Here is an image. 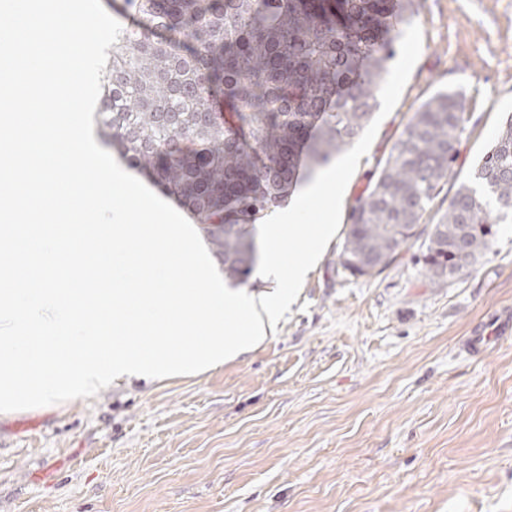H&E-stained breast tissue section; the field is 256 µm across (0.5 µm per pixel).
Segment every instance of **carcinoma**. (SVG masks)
<instances>
[{"mask_svg":"<svg viewBox=\"0 0 512 512\" xmlns=\"http://www.w3.org/2000/svg\"><path fill=\"white\" fill-rule=\"evenodd\" d=\"M418 0H121L103 75L101 130L130 168L173 196L204 231L224 277L249 282L255 226L373 120L399 25ZM467 122L441 90L410 118L349 214L337 265L389 267L448 182ZM512 223V115L430 225L426 276L475 266L492 225ZM237 224L233 235L224 225Z\"/></svg>","mask_w":512,"mask_h":512,"instance_id":"carcinoma-1","label":"carcinoma"}]
</instances>
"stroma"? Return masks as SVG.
<instances>
[{
  "label": "stroma",
  "instance_id": "stroma-1",
  "mask_svg": "<svg viewBox=\"0 0 512 512\" xmlns=\"http://www.w3.org/2000/svg\"><path fill=\"white\" fill-rule=\"evenodd\" d=\"M421 55L350 178L372 185L441 89L468 121L437 223L512 113V0H420ZM337 232L256 351L0 416V512H512V223L430 283L417 241L371 277L337 271ZM489 330L481 352L467 342Z\"/></svg>",
  "mask_w": 512,
  "mask_h": 512
}]
</instances>
